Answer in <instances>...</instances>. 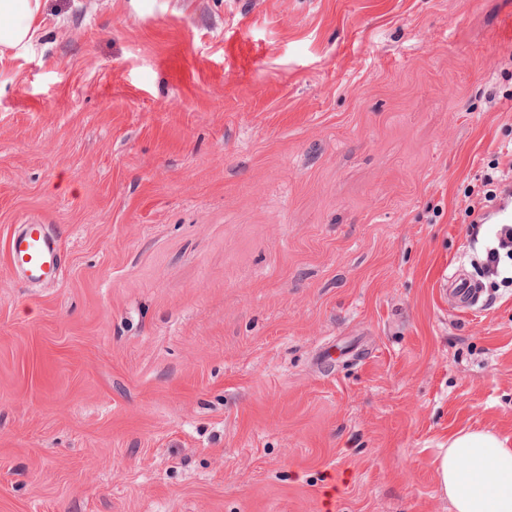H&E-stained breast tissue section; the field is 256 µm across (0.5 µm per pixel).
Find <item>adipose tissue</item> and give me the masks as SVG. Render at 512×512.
Wrapping results in <instances>:
<instances>
[{"mask_svg": "<svg viewBox=\"0 0 512 512\" xmlns=\"http://www.w3.org/2000/svg\"><path fill=\"white\" fill-rule=\"evenodd\" d=\"M44 0H0V68L26 59L41 36ZM455 512H512V439L486 430L448 436L434 459Z\"/></svg>", "mask_w": 512, "mask_h": 512, "instance_id": "1", "label": "adipose tissue"}]
</instances>
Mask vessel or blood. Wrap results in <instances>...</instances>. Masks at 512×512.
Returning a JSON list of instances; mask_svg holds the SVG:
<instances>
[{
	"label": "vessel or blood",
	"mask_w": 512,
	"mask_h": 512,
	"mask_svg": "<svg viewBox=\"0 0 512 512\" xmlns=\"http://www.w3.org/2000/svg\"><path fill=\"white\" fill-rule=\"evenodd\" d=\"M8 254L13 268L29 280H54L61 273L58 245L49 225H23L12 235ZM448 296L462 308L474 309L483 303V292L477 283L453 274L448 277Z\"/></svg>",
	"instance_id": "obj_1"
}]
</instances>
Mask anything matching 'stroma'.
Masks as SVG:
<instances>
[{
    "label": "stroma",
    "mask_w": 512,
    "mask_h": 512,
    "mask_svg": "<svg viewBox=\"0 0 512 512\" xmlns=\"http://www.w3.org/2000/svg\"><path fill=\"white\" fill-rule=\"evenodd\" d=\"M489 175L512 0H45L0 82V512H453L439 444L512 438ZM12 267L28 280H55L61 273V259L55 237L47 224H23L8 246ZM448 297L462 308L474 309L483 303L482 288L477 283L455 274L448 276Z\"/></svg>",
    "instance_id": "stroma-1"
}]
</instances>
